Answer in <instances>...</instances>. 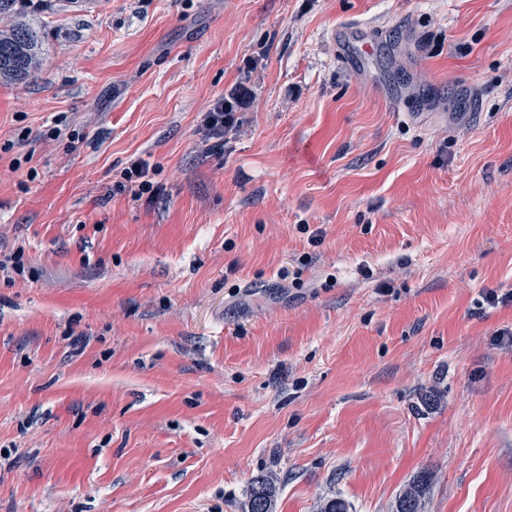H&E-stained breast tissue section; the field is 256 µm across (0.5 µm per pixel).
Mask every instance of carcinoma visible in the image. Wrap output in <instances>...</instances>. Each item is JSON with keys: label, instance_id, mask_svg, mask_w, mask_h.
<instances>
[{"label": "carcinoma", "instance_id": "obj_1", "mask_svg": "<svg viewBox=\"0 0 512 512\" xmlns=\"http://www.w3.org/2000/svg\"><path fill=\"white\" fill-rule=\"evenodd\" d=\"M43 42L37 29L27 22H14L0 29V79L25 82L38 70ZM432 484V474L417 475L398 496L395 512H423ZM275 486L265 476L251 482L246 512H273Z\"/></svg>", "mask_w": 512, "mask_h": 512}]
</instances>
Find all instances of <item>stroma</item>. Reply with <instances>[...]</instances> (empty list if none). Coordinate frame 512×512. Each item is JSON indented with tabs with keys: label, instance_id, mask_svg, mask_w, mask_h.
Here are the masks:
<instances>
[{
	"label": "stroma",
	"instance_id": "stroma-1",
	"mask_svg": "<svg viewBox=\"0 0 512 512\" xmlns=\"http://www.w3.org/2000/svg\"><path fill=\"white\" fill-rule=\"evenodd\" d=\"M17 7L0 512H243L258 475L275 512H393L423 470L425 512H512V0ZM43 42L37 29L27 22H14L0 29V79L26 82L38 70ZM365 26L364 23H348L340 26L333 34V39L336 40L344 65L352 67L357 63L358 53L353 41ZM236 112H224V98H218L209 112H204L201 121V128L204 137L212 141L213 151L224 150V134L233 127ZM124 178L135 199H141L144 194H148V198H153L158 193L157 186H154L150 171L147 165L140 161L131 164L124 173Z\"/></svg>",
	"mask_w": 512,
	"mask_h": 512
}]
</instances>
